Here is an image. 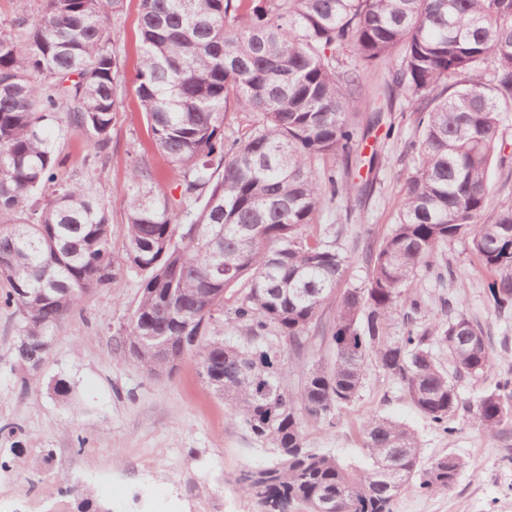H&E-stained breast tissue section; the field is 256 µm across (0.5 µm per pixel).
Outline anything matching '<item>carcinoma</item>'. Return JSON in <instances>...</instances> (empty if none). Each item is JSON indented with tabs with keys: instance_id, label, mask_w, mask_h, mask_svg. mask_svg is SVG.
I'll return each mask as SVG.
<instances>
[{
	"instance_id": "carcinoma-1",
	"label": "carcinoma",
	"mask_w": 512,
	"mask_h": 512,
	"mask_svg": "<svg viewBox=\"0 0 512 512\" xmlns=\"http://www.w3.org/2000/svg\"><path fill=\"white\" fill-rule=\"evenodd\" d=\"M41 2L37 18L21 9L0 27V278L9 285L0 300L23 319L19 369L31 373L30 360L47 356L35 340L116 278L104 198L119 191L125 262L141 284L115 351L151 376L170 373L185 353L175 345L160 357L152 337L191 324L206 384L257 441L286 449L240 478L266 512L294 503L320 512L325 501L334 512H390L413 479L452 488L463 461L421 463L402 423L362 421L366 468L309 447L305 427L356 399L370 361L439 425L460 396L433 346L459 378L493 368L482 327L463 314L420 329L405 313L402 334L392 326L399 309L422 308L413 288L437 250L466 238L494 310L512 312V206L485 214L506 149L497 132L512 114V0H140L133 81L148 136L181 187L175 204L154 193L158 173L144 155L119 190L61 173L49 123L62 117L85 134L96 160L110 148L124 63L111 29L124 0ZM348 46L365 71L340 62ZM381 65L420 115L418 163L396 223L365 244V284L340 293L349 258L313 219L355 184L315 162L356 151L350 104ZM230 112L251 120L227 134ZM219 322L255 346L208 336ZM318 345L331 362L289 388L280 348L300 358ZM473 419L487 431L512 419V377L480 397Z\"/></svg>"
}]
</instances>
